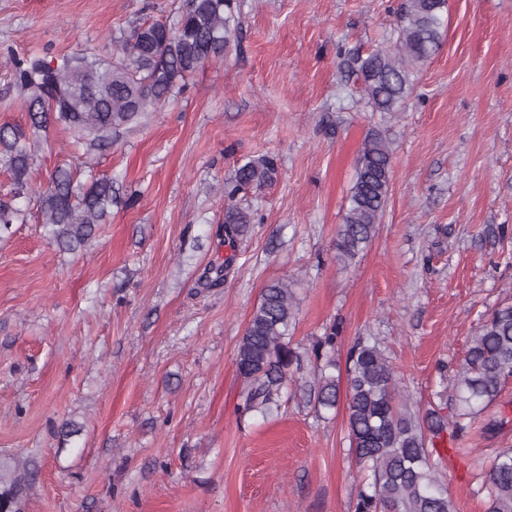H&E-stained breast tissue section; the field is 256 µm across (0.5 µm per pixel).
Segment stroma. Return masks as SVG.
Segmentation results:
<instances>
[{"mask_svg": "<svg viewBox=\"0 0 512 512\" xmlns=\"http://www.w3.org/2000/svg\"><path fill=\"white\" fill-rule=\"evenodd\" d=\"M402 0H234L237 39L184 91L85 154L68 131L36 153L33 189L72 162L112 178L105 223L76 253L36 205L0 234V457L37 476L23 512H355L361 473L345 403L290 385L242 414L237 345L284 278L293 341L330 331L338 366L374 336L413 406L449 400L468 341L512 303V0H448L441 44L395 112L349 62L392 46ZM184 0H0V124L27 117L6 53L107 54L110 37L175 21ZM391 143L388 202L355 259L337 249L368 132ZM256 219L224 240L235 169ZM81 432L62 440L63 421ZM440 467L456 512H485V467L512 448V382ZM277 169L273 159L266 157L252 159L240 165L234 173L233 187L225 189V194L232 201L235 193L241 188L260 190L270 185L276 178Z\"/></svg>", "mask_w": 512, "mask_h": 512, "instance_id": "35a3bbf8", "label": "stroma"}]
</instances>
